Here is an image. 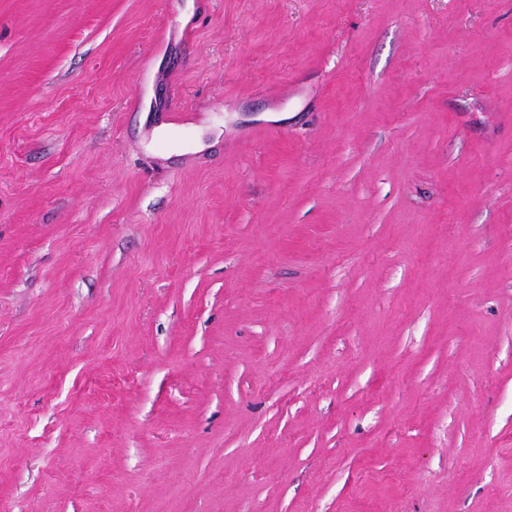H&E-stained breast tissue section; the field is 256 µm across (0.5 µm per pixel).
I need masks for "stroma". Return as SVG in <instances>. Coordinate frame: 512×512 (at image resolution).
<instances>
[{"instance_id":"obj_1","label":"stroma","mask_w":512,"mask_h":512,"mask_svg":"<svg viewBox=\"0 0 512 512\" xmlns=\"http://www.w3.org/2000/svg\"><path fill=\"white\" fill-rule=\"evenodd\" d=\"M0 505L512 512V0H0Z\"/></svg>"}]
</instances>
